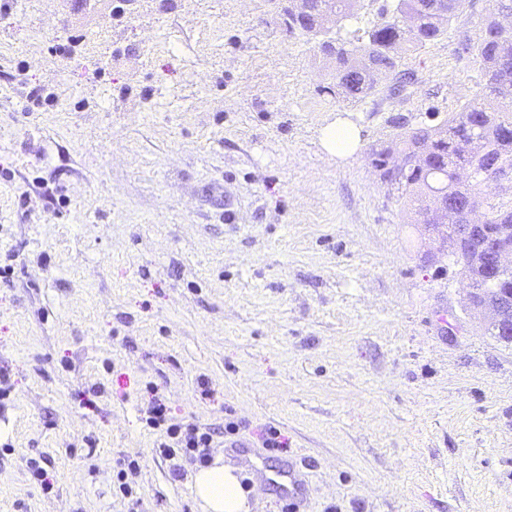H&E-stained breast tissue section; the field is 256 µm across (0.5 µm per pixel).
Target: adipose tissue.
Instances as JSON below:
<instances>
[{
	"mask_svg": "<svg viewBox=\"0 0 512 512\" xmlns=\"http://www.w3.org/2000/svg\"><path fill=\"white\" fill-rule=\"evenodd\" d=\"M193 489L203 512H248L239 477L232 468L215 465L199 469Z\"/></svg>",
	"mask_w": 512,
	"mask_h": 512,
	"instance_id": "1",
	"label": "adipose tissue"
}]
</instances>
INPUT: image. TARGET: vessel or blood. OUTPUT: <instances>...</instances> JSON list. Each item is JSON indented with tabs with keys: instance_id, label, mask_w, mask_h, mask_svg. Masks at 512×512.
Listing matches in <instances>:
<instances>
[{
	"instance_id": "1",
	"label": "vessel or blood",
	"mask_w": 512,
	"mask_h": 512,
	"mask_svg": "<svg viewBox=\"0 0 512 512\" xmlns=\"http://www.w3.org/2000/svg\"><path fill=\"white\" fill-rule=\"evenodd\" d=\"M224 453L251 470L254 485L277 486L289 512H301V506L306 499V481L303 473L296 467L285 463L276 470H268L261 451L239 441L225 444Z\"/></svg>"
}]
</instances>
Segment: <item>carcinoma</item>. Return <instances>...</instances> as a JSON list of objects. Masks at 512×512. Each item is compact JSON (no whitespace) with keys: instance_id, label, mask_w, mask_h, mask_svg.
I'll return each instance as SVG.
<instances>
[{"instance_id":"obj_1","label":"carcinoma","mask_w":512,"mask_h":512,"mask_svg":"<svg viewBox=\"0 0 512 512\" xmlns=\"http://www.w3.org/2000/svg\"><path fill=\"white\" fill-rule=\"evenodd\" d=\"M309 8H288L280 20L291 39L313 41L319 58L330 68L331 82L322 90L351 103L374 94L378 79L396 75L402 56L448 34L461 13L463 0H390L372 20L360 22L362 0H308ZM336 15V31L320 28L323 13ZM512 14V0H498L477 41L466 40L462 49L479 59L486 93L482 98L448 113L440 123L407 124L402 116L390 123L396 133L371 147L370 164L382 183L412 203V224H460L474 200L483 208L484 229L498 232L512 227V188L497 196L481 197L487 176L512 180V25L502 18ZM395 155L405 157V167L393 181L388 168ZM464 278L480 282L486 268L470 260L460 263Z\"/></svg>"}]
</instances>
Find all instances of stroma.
<instances>
[{"mask_svg": "<svg viewBox=\"0 0 512 512\" xmlns=\"http://www.w3.org/2000/svg\"><path fill=\"white\" fill-rule=\"evenodd\" d=\"M0 13V512H201L145 422L288 443L308 512H512V343L368 160L474 101L490 0L397 95L323 93L269 0H9ZM71 43L53 55V43ZM41 89L44 101L27 99ZM347 118L359 150L322 130ZM206 379L200 390L198 379ZM52 478L43 491L29 459ZM138 462L116 492V463ZM360 131L346 118H337L325 127L321 134L323 148L336 158L354 154L360 146Z\"/></svg>", "mask_w": 512, "mask_h": 512, "instance_id": "stroma-1", "label": "stroma"}]
</instances>
